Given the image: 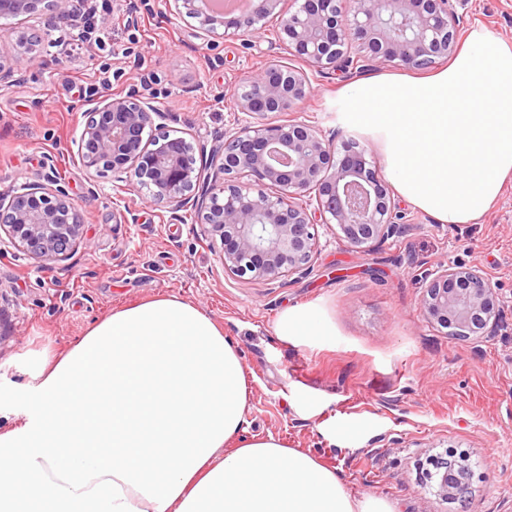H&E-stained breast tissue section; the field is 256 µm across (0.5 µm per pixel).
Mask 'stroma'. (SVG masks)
<instances>
[{
	"label": "stroma",
	"instance_id": "stroma-1",
	"mask_svg": "<svg viewBox=\"0 0 512 512\" xmlns=\"http://www.w3.org/2000/svg\"><path fill=\"white\" fill-rule=\"evenodd\" d=\"M460 37L483 27L512 42V0H457ZM112 50L75 59L21 16L0 20V39L41 37V61L0 89V190L55 180L76 204L86 244L39 263L0 244V430L21 422L27 353L66 351L112 309L177 295L213 318L238 345L248 371V436H274L336 469L357 498L388 499L395 512H512V181L475 224H442L399 201L410 231L358 249L320 226L308 270L270 283L225 273L220 244L193 210L143 203L112 174L83 169L78 143L100 96L139 91L166 108L164 132L196 146L245 123L233 109L244 75L288 61L275 22L249 40L205 35L165 0L131 23L125 0L108 15ZM298 119L327 138L370 144L341 126L336 96L347 76L310 75ZM481 270L500 297L491 338L461 340L429 323L419 302L437 263ZM290 305H319L334 336L283 341L275 322ZM362 426L330 442L332 424ZM467 451L485 481L465 502L434 493L428 457Z\"/></svg>",
	"mask_w": 512,
	"mask_h": 512
}]
</instances>
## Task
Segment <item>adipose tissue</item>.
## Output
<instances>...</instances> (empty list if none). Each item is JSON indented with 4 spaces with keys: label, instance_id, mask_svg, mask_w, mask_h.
I'll return each mask as SVG.
<instances>
[{
    "label": "adipose tissue",
    "instance_id": "1",
    "mask_svg": "<svg viewBox=\"0 0 512 512\" xmlns=\"http://www.w3.org/2000/svg\"><path fill=\"white\" fill-rule=\"evenodd\" d=\"M344 126L381 145L398 194L442 224L478 222L512 179V43L473 29L426 78L342 88ZM283 340L335 335L291 306ZM22 424L0 431V512H394L274 437L243 439L249 384L237 345L175 295L113 309L64 354L26 360Z\"/></svg>",
    "mask_w": 512,
    "mask_h": 512
}]
</instances>
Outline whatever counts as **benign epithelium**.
Wrapping results in <instances>:
<instances>
[{
  "label": "benign epithelium",
  "mask_w": 512,
  "mask_h": 512,
  "mask_svg": "<svg viewBox=\"0 0 512 512\" xmlns=\"http://www.w3.org/2000/svg\"><path fill=\"white\" fill-rule=\"evenodd\" d=\"M43 14L52 26L70 0H50ZM174 15L198 22L210 36L259 34L279 22L277 37L290 56L323 72L346 73L358 61L408 69L428 68L457 48L453 0H252L245 14L217 13L203 0H172ZM43 0H0V16H27ZM40 58L26 39L0 54V85L13 82L17 66ZM312 92L306 71L277 60L241 79L234 109L253 121L224 133L211 148L218 174L200 182L194 144L183 137L150 142L146 131L165 110L137 91L104 95L92 110L78 145L81 166L125 177L146 189L151 204L190 208L207 233L220 240L224 272L250 282L273 283L307 270L318 245V225L334 224L362 248L403 229L389 189L355 140L335 144L305 121L266 124L259 119L299 108ZM0 232L29 258L53 262L86 242L74 203L51 184L28 185L4 201ZM420 309L433 325L459 339L483 338L496 329L499 298L473 268L439 263L428 273ZM470 455L434 456L437 495L448 500L463 484L485 478Z\"/></svg>",
  "instance_id": "1"
}]
</instances>
